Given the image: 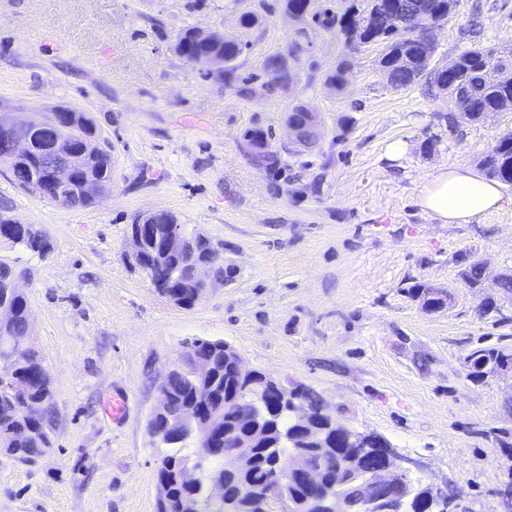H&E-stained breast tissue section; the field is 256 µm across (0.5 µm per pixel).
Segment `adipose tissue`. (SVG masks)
<instances>
[{"mask_svg":"<svg viewBox=\"0 0 512 512\" xmlns=\"http://www.w3.org/2000/svg\"><path fill=\"white\" fill-rule=\"evenodd\" d=\"M421 208L444 224H468L501 208L497 182L466 166L443 165L418 194Z\"/></svg>","mask_w":512,"mask_h":512,"instance_id":"ef3b65f1","label":"adipose tissue"}]
</instances>
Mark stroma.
Wrapping results in <instances>:
<instances>
[{"label":"stroma","instance_id":"1","mask_svg":"<svg viewBox=\"0 0 512 512\" xmlns=\"http://www.w3.org/2000/svg\"><path fill=\"white\" fill-rule=\"evenodd\" d=\"M246 11L259 26L240 27ZM189 27L241 36L231 81L176 52ZM475 42L512 47V0H459L434 65ZM276 52L294 82L269 95ZM380 52H352L285 0H0V114L77 108L112 148V193L85 208L23 191L0 164V214L52 242L41 259L0 239V259L23 272L29 340L54 392L46 452L23 462L0 450V512H156L161 452L147 420L194 338L224 340L247 369L318 393L339 425L418 462L448 512H512V377L476 382L465 362L478 346L512 347V300L493 280L512 272V185L469 224L417 203L438 166L478 167L512 111L449 132L447 97L392 87ZM341 66L337 92L326 78ZM296 103L321 123L301 151L284 129ZM253 127L271 132L276 165L253 158ZM394 140L407 145L396 160ZM155 210L223 256V279L192 308L134 261L131 226ZM476 259L491 277L471 289L461 273ZM417 288L442 291L445 305L425 309ZM116 399L119 419L106 411Z\"/></svg>","mask_w":512,"mask_h":512}]
</instances>
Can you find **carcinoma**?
<instances>
[{"label": "carcinoma", "mask_w": 512, "mask_h": 512, "mask_svg": "<svg viewBox=\"0 0 512 512\" xmlns=\"http://www.w3.org/2000/svg\"><path fill=\"white\" fill-rule=\"evenodd\" d=\"M458 0H370L367 9L358 17L336 18L326 9L313 11L314 0H286V9L296 16L312 14L324 27L337 25L348 40L358 32L359 43L380 44L378 67L389 83L396 88L409 87L419 78L428 76L431 90L465 102L457 112L448 113V127L454 129L467 123L481 122L512 108V81L499 78L503 70L512 71V55L501 57L497 50L475 45L464 50L453 66H431L435 44L423 41L414 33L429 30L425 18H450ZM244 43L233 34L214 38L191 28L177 37L175 50L189 58L205 54L224 63V76L236 69ZM282 54L266 58V68L277 74L266 92L271 94L279 83L292 84L291 70L281 67ZM288 120L300 125L302 131L311 128V109L299 103L292 106ZM60 146L73 156V192L77 200L62 202L65 208L93 205L109 193L112 184V152L102 146L91 117L70 109L49 112L41 117L20 122L17 133L34 136L44 128ZM245 137L259 159L269 165L276 162L269 151L272 133L251 128ZM0 163L8 167L14 183L24 191L56 201L51 175L41 167L34 148L16 151L12 136L0 131ZM487 177L512 184V132L503 135L481 159ZM168 223L155 224V234L141 245L135 263L147 272L156 290L175 305L190 308L196 288L201 287L191 256L181 252L163 251L169 225L177 217L167 214ZM5 238L22 250L44 257L51 252L48 235L34 224H20L0 215V238ZM469 288L483 282V266L475 261L462 272ZM16 267L0 260V307L10 309L11 318L0 321V448L22 461H30L49 447L45 419L53 397L49 374L36 352L24 342L29 334L31 310L25 296L15 288ZM186 358L199 356L211 366L208 376L197 377L192 370L170 372L163 383L165 406L157 416L150 417L148 432L157 447L164 449L157 468V481L166 485L167 503H157V512H182L183 504L207 497L211 482H224V505L206 506L202 512H266L265 492L277 475H288V495L296 512H305L309 500L318 498L325 488H337L346 512H355L365 473L378 465L373 449L364 447L367 436L353 433L349 439L336 433L325 419L320 425L327 428V458L321 460L306 442L308 431L294 423L290 413L293 406L318 409L320 398L301 386L288 392L269 381L253 394L246 389L230 365L224 360V341L193 338L187 342ZM475 359L483 357L509 358L512 349L506 347H477L471 350ZM24 389L28 397L40 403V411L26 414L19 407L13 390ZM188 408L199 416V429L184 427L180 418ZM251 412L260 419V430L249 449L248 466L234 474L224 473V447H233L240 437L252 433V421L242 418ZM229 438H224V434ZM322 462L326 487L310 486L301 470L308 464ZM366 492L401 501L405 512H425L434 500V490L418 479L398 481L381 489L366 485Z\"/></svg>", "instance_id": "1"}]
</instances>
